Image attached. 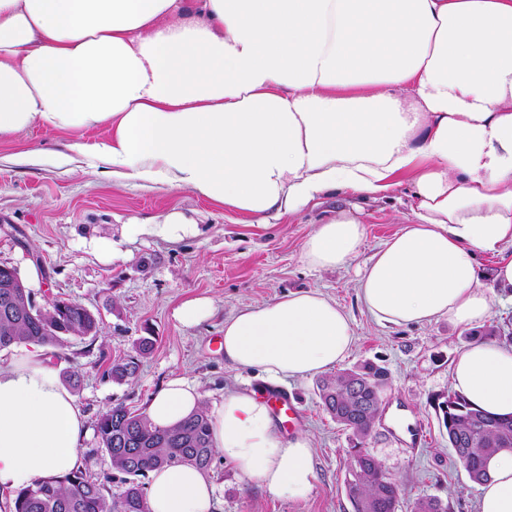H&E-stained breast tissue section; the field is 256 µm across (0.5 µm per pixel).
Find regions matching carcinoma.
Masks as SVG:
<instances>
[{
    "label": "carcinoma",
    "instance_id": "1",
    "mask_svg": "<svg viewBox=\"0 0 512 512\" xmlns=\"http://www.w3.org/2000/svg\"><path fill=\"white\" fill-rule=\"evenodd\" d=\"M97 329V317L77 302L59 299L46 311L33 308L30 291L21 287L18 278L0 273V349L28 342L63 347L69 339L94 335ZM137 370L138 362L131 357L113 362L109 373L122 382ZM387 386L386 370L373 364L344 370L317 385L324 410L356 441L352 448L356 458L344 482L353 512H397L399 506V483L366 448ZM438 408L448 444L469 479L476 484L487 481L490 457L512 450V418L491 417L457 392L448 394ZM96 437L112 467L128 476L119 495H109L103 484L87 478L79 467L63 478L39 480L18 491L14 512H148L136 477L178 463L207 469L214 456L203 411L175 428L160 429L147 416L116 404L99 416ZM412 512H448V507L425 497L413 503Z\"/></svg>",
    "mask_w": 512,
    "mask_h": 512
}]
</instances>
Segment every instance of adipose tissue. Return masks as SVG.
Wrapping results in <instances>:
<instances>
[{
	"mask_svg": "<svg viewBox=\"0 0 512 512\" xmlns=\"http://www.w3.org/2000/svg\"><path fill=\"white\" fill-rule=\"evenodd\" d=\"M0 0V140L70 131L67 163L113 179L190 190L242 216L281 218L326 194L383 197L411 186L410 214L357 288L379 322L477 326L492 297L478 256L512 245V0ZM106 128L104 139L86 132ZM174 212L129 223L130 237L181 239ZM347 216L301 249L328 270L358 253ZM350 316L317 291L224 320L225 361L265 380L307 379L355 343ZM456 391L512 416V347L475 341L454 362ZM206 412L212 445L278 496L314 485L312 442L285 436L263 392L205 407L170 379L147 408L157 427ZM85 416L43 350L0 363V512L14 493L76 469ZM478 512H512V451L487 464ZM150 512H214L215 490L187 464L154 470Z\"/></svg>",
	"mask_w": 512,
	"mask_h": 512,
	"instance_id": "ef3b65f1",
	"label": "adipose tissue"
}]
</instances>
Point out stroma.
I'll list each match as a JSON object with an SVG mask.
<instances>
[{
	"instance_id": "obj_1",
	"label": "stroma",
	"mask_w": 512,
	"mask_h": 512,
	"mask_svg": "<svg viewBox=\"0 0 512 512\" xmlns=\"http://www.w3.org/2000/svg\"><path fill=\"white\" fill-rule=\"evenodd\" d=\"M70 133L32 128L0 142V264L16 267L38 308L57 299L77 302L99 319L96 335L45 347L44 358L62 382L78 378L72 394L88 428L109 407L121 403L145 413L151 397L174 376L196 383L206 405L227 391L264 387L262 375L224 360V320L239 309L270 303L284 294L318 290L350 315L357 340L341 369L370 361L388 373L382 413L367 446L399 482L398 512H411L421 497H435L448 512H476L479 486L448 446L437 408L453 388L458 354L474 336H512V288L495 287L486 321L461 328L439 320L407 326L377 321L358 298L357 274L401 228L409 212V189L385 198L336 192L298 214L264 225L189 191L121 184L108 174H85L61 164ZM192 218L195 235L169 240L124 235L127 219L162 220L171 212ZM340 214L363 224L356 257L333 270L315 271L300 259L315 225ZM115 245L107 259L94 242ZM192 298L210 299L213 316L197 326L180 324L176 308ZM150 338L154 350L138 356L137 343ZM137 357L134 378L118 383L107 370L113 360ZM316 378L286 384L302 413L287 435H309L316 474L302 499L275 496L242 479L234 467L213 458L207 471L219 512H353L344 491L352 434L323 409ZM421 426L425 438L408 443V430ZM81 463L111 493L124 487L95 435H88Z\"/></svg>"
}]
</instances>
